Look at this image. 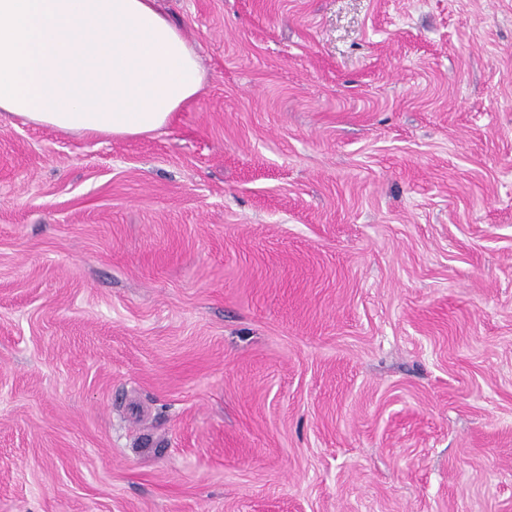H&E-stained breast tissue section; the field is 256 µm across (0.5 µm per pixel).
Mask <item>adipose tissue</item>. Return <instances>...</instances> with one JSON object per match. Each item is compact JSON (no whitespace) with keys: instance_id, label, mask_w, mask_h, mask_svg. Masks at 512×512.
<instances>
[{"instance_id":"ef3b65f1","label":"adipose tissue","mask_w":512,"mask_h":512,"mask_svg":"<svg viewBox=\"0 0 512 512\" xmlns=\"http://www.w3.org/2000/svg\"><path fill=\"white\" fill-rule=\"evenodd\" d=\"M203 84L155 0H0L1 120L139 136L169 125Z\"/></svg>"}]
</instances>
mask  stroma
Listing matches in <instances>:
<instances>
[{"instance_id": "obj_1", "label": "stroma", "mask_w": 512, "mask_h": 512, "mask_svg": "<svg viewBox=\"0 0 512 512\" xmlns=\"http://www.w3.org/2000/svg\"><path fill=\"white\" fill-rule=\"evenodd\" d=\"M200 94L0 123V512H512V0H157Z\"/></svg>"}]
</instances>
